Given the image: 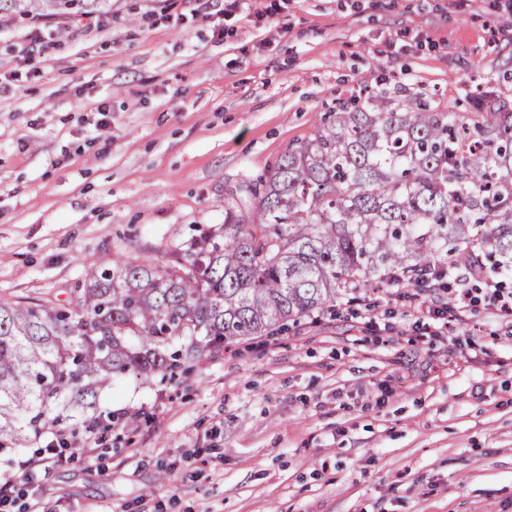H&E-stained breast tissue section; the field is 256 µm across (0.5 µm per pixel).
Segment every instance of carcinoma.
<instances>
[{
  "label": "carcinoma",
  "instance_id": "cac0c4a2",
  "mask_svg": "<svg viewBox=\"0 0 512 512\" xmlns=\"http://www.w3.org/2000/svg\"><path fill=\"white\" fill-rule=\"evenodd\" d=\"M104 0H0L4 21ZM247 213L161 265L89 274L66 306L0 299V450L96 410L125 374L171 381L224 344L422 275L442 248L512 257V112H437L384 95L343 106L252 190Z\"/></svg>",
  "mask_w": 512,
  "mask_h": 512
}]
</instances>
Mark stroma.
Returning a JSON list of instances; mask_svg holds the SVG:
<instances>
[{
	"mask_svg": "<svg viewBox=\"0 0 512 512\" xmlns=\"http://www.w3.org/2000/svg\"><path fill=\"white\" fill-rule=\"evenodd\" d=\"M512 112V0H112L99 26H0V298L68 304L90 270L223 223L322 113L386 94ZM441 288L354 290L123 376L92 457L0 462L58 512H512V319L422 338Z\"/></svg>",
	"mask_w": 512,
	"mask_h": 512,
	"instance_id": "stroma-1",
	"label": "stroma"
}]
</instances>
